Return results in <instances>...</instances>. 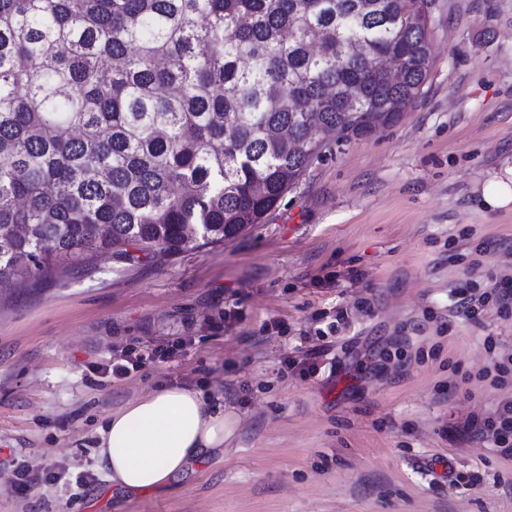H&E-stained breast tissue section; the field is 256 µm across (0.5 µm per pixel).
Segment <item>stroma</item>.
Returning a JSON list of instances; mask_svg holds the SVG:
<instances>
[{
    "instance_id": "stroma-1",
    "label": "stroma",
    "mask_w": 512,
    "mask_h": 512,
    "mask_svg": "<svg viewBox=\"0 0 512 512\" xmlns=\"http://www.w3.org/2000/svg\"><path fill=\"white\" fill-rule=\"evenodd\" d=\"M431 53L399 123L333 147L237 238L103 252L92 272L0 290V448L95 474L24 498L0 467V512H512V457L455 435L512 396L482 378L485 340L512 343V313L456 309L512 278V207L482 197L512 166V0H436ZM340 308L320 373L284 371L312 315ZM181 336L127 377L100 372L116 349ZM172 386L233 413L223 455L168 489L113 492L99 429Z\"/></svg>"
}]
</instances>
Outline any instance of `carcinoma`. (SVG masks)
Here are the masks:
<instances>
[{
  "mask_svg": "<svg viewBox=\"0 0 512 512\" xmlns=\"http://www.w3.org/2000/svg\"><path fill=\"white\" fill-rule=\"evenodd\" d=\"M434 0H0V286L262 223L398 123Z\"/></svg>",
  "mask_w": 512,
  "mask_h": 512,
  "instance_id": "obj_1",
  "label": "carcinoma"
}]
</instances>
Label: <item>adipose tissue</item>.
Instances as JSON below:
<instances>
[{
    "label": "adipose tissue",
    "instance_id": "obj_1",
    "mask_svg": "<svg viewBox=\"0 0 512 512\" xmlns=\"http://www.w3.org/2000/svg\"><path fill=\"white\" fill-rule=\"evenodd\" d=\"M233 432L230 415L211 407L202 392L161 388L113 411L99 430L98 463L120 493L159 490L222 451Z\"/></svg>",
    "mask_w": 512,
    "mask_h": 512
}]
</instances>
